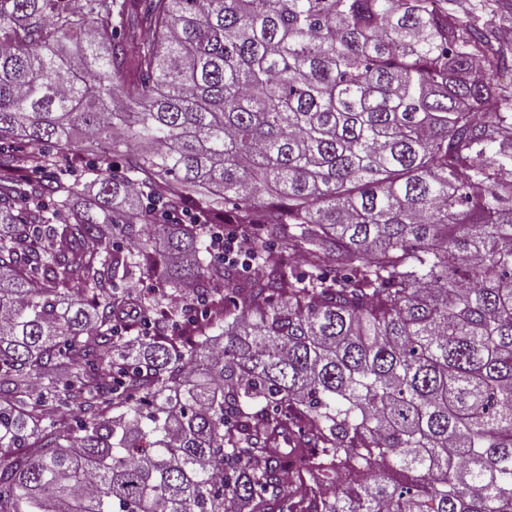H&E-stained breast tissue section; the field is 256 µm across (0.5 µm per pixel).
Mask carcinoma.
Masks as SVG:
<instances>
[{
  "instance_id": "cac0c4a2",
  "label": "carcinoma",
  "mask_w": 512,
  "mask_h": 512,
  "mask_svg": "<svg viewBox=\"0 0 512 512\" xmlns=\"http://www.w3.org/2000/svg\"><path fill=\"white\" fill-rule=\"evenodd\" d=\"M72 2L0 0V512H512L508 31ZM215 240V253L224 258V262L241 263L245 272L256 270L271 258L276 256L273 247L266 249L262 255L254 254L250 247V237L240 228L236 230L222 232L217 229L212 235Z\"/></svg>"
}]
</instances>
